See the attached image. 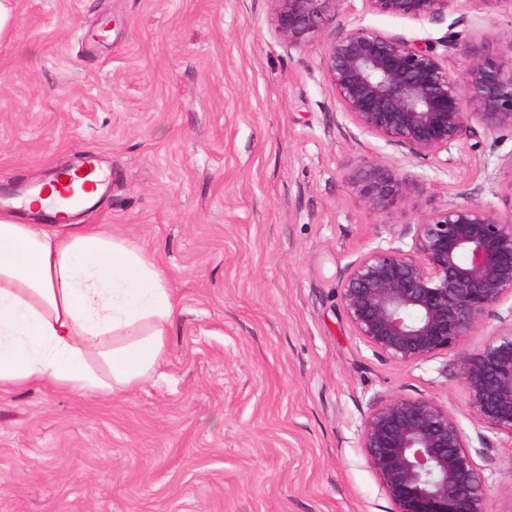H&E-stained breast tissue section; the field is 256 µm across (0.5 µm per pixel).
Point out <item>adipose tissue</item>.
Instances as JSON below:
<instances>
[{"mask_svg":"<svg viewBox=\"0 0 512 512\" xmlns=\"http://www.w3.org/2000/svg\"><path fill=\"white\" fill-rule=\"evenodd\" d=\"M177 311L144 249L95 224L0 213V393L49 381L78 395L125 394L159 367Z\"/></svg>","mask_w":512,"mask_h":512,"instance_id":"1","label":"adipose tissue"}]
</instances>
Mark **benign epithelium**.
<instances>
[{"label":"benign epithelium","mask_w":512,"mask_h":512,"mask_svg":"<svg viewBox=\"0 0 512 512\" xmlns=\"http://www.w3.org/2000/svg\"><path fill=\"white\" fill-rule=\"evenodd\" d=\"M278 40L301 49L326 33L324 65L336 100L361 131L394 142L407 154L437 159L475 121L495 133L512 129V31L491 56L472 43L460 77L448 56L426 43L365 26L336 24L346 0H269ZM387 18L433 21L456 0H362ZM356 183L368 207L390 218L418 190L411 176L373 160ZM507 210L464 195L423 215L412 246L376 247L347 269L343 311L379 359L413 365L456 352L471 417L512 439V330L472 351L460 349L480 322L512 294V178ZM360 447L392 512H486L482 476L466 435L448 408L427 396L373 403Z\"/></svg>","instance_id":"obj_1"}]
</instances>
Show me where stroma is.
<instances>
[{
  "label": "stroma",
  "mask_w": 512,
  "mask_h": 512,
  "mask_svg": "<svg viewBox=\"0 0 512 512\" xmlns=\"http://www.w3.org/2000/svg\"><path fill=\"white\" fill-rule=\"evenodd\" d=\"M338 21L495 55L512 11L457 0L417 22L345 0ZM326 43L287 50L267 0H18L0 41V191L97 153L112 190L76 223L153 256L179 312L161 367L126 395L0 393V512H391L360 436L394 395L448 406L480 450L487 512H512V440L480 449L455 355L381 361L339 297L352 262L409 249L422 215L463 193L501 205L512 131L475 124L447 160L407 157L344 116ZM365 159L419 185L392 219L355 184Z\"/></svg>",
  "instance_id": "obj_1"
}]
</instances>
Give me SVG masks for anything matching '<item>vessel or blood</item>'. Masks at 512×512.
<instances>
[{
    "label": "vessel or blood",
    "mask_w": 512,
    "mask_h": 512,
    "mask_svg": "<svg viewBox=\"0 0 512 512\" xmlns=\"http://www.w3.org/2000/svg\"><path fill=\"white\" fill-rule=\"evenodd\" d=\"M103 185L99 167L91 158L65 171L63 179L55 180L47 186L38 185V192L47 193L49 199L46 222L53 224L68 221L73 207H90Z\"/></svg>",
    "instance_id": "vessel-or-blood-1"
}]
</instances>
